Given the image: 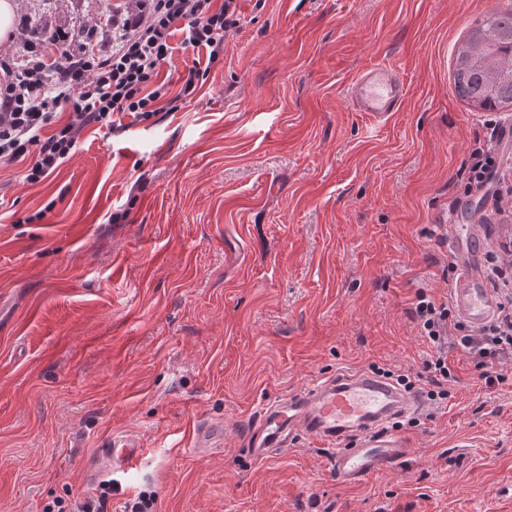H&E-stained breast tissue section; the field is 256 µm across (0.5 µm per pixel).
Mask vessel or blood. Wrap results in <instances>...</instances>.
I'll return each mask as SVG.
<instances>
[{"instance_id":"1","label":"vessel or blood","mask_w":512,"mask_h":512,"mask_svg":"<svg viewBox=\"0 0 512 512\" xmlns=\"http://www.w3.org/2000/svg\"><path fill=\"white\" fill-rule=\"evenodd\" d=\"M358 111L383 121L400 111L407 89L396 70L373 67L360 73L349 88ZM486 240L480 218L448 239V255L461 276L451 290L454 309L479 328L498 315L495 291L480 274ZM427 407L425 397L370 371L340 372L310 385L267 408L254 429L252 455L259 460L291 445L296 437L335 447L331 470L340 484L351 486L367 477L390 470L408 453L406 444L390 425L394 419L418 416ZM226 429L222 423L198 425L196 447L221 445ZM139 440L120 433L85 464L87 482L134 469L141 457Z\"/></svg>"}]
</instances>
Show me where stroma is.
I'll list each match as a JSON object with an SVG mask.
<instances>
[{"label":"stroma","instance_id":"obj_1","mask_svg":"<svg viewBox=\"0 0 512 512\" xmlns=\"http://www.w3.org/2000/svg\"><path fill=\"white\" fill-rule=\"evenodd\" d=\"M15 38L77 45L127 0H17ZM507 0H238L195 94L121 133L86 127L36 185L0 168V512L99 495L83 468L116 432L138 466L108 512H512V371L487 384L448 356V397L403 421L408 455L355 486L333 449L248 452L272 403L339 372L425 377L411 308L448 292L435 235L470 148L512 123L453 90L455 48ZM395 68L408 98L378 122L353 79ZM123 212L113 223V212ZM228 423L223 447L192 427Z\"/></svg>","mask_w":512,"mask_h":512}]
</instances>
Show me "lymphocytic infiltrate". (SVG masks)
<instances>
[{"label":"lymphocytic infiltrate","mask_w":512,"mask_h":512,"mask_svg":"<svg viewBox=\"0 0 512 512\" xmlns=\"http://www.w3.org/2000/svg\"><path fill=\"white\" fill-rule=\"evenodd\" d=\"M112 51L102 56L82 45L62 49L60 61L46 63L45 53L29 46L26 59L8 67L9 82L0 87V165L29 159L23 174L29 185L41 183L57 170L90 125L115 129L129 115L148 121L171 111L162 68L175 49L205 51L209 61L224 52V41L239 22L237 0H147L137 18L109 16ZM180 43H173L174 34ZM69 105L61 120L60 105ZM499 174L493 143L474 144L465 193L483 191ZM485 275L503 297L495 321L469 329L454 313L449 298L417 293L412 315L428 351L423 367L433 384L429 400L446 399L443 385L453 380L450 352L462 353L482 377L512 361V263L490 253Z\"/></svg>","instance_id":"1"}]
</instances>
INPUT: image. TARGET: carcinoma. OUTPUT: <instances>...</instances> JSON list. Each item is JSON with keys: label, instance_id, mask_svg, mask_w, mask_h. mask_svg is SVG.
<instances>
[{"label": "carcinoma", "instance_id": "obj_1", "mask_svg": "<svg viewBox=\"0 0 512 512\" xmlns=\"http://www.w3.org/2000/svg\"><path fill=\"white\" fill-rule=\"evenodd\" d=\"M453 88L476 109L512 112V9L488 14L457 47Z\"/></svg>", "mask_w": 512, "mask_h": 512}]
</instances>
